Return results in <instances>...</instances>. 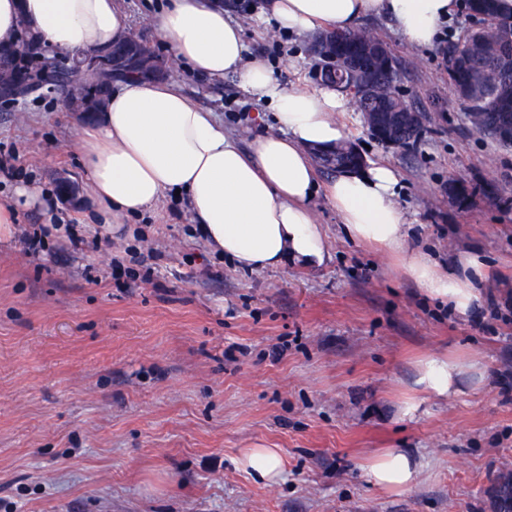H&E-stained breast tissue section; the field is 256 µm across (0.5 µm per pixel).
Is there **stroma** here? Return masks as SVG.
<instances>
[{"label": "stroma", "mask_w": 512, "mask_h": 512, "mask_svg": "<svg viewBox=\"0 0 512 512\" xmlns=\"http://www.w3.org/2000/svg\"><path fill=\"white\" fill-rule=\"evenodd\" d=\"M165 4L120 0L163 59L153 17ZM237 18L248 57L281 85L318 84L310 38L282 33L257 9ZM361 25L388 47L401 95L425 121L401 150L375 141L356 110L344 118L348 139L398 171L411 246L445 272L460 253L480 255L485 282L471 316L350 239L321 198L315 219L331 258L316 268L242 269L208 249L187 200L169 195L134 217L141 237L112 238L77 150L91 114L61 93L0 98V152L19 155L14 173H0V204L30 185L86 242L51 238L28 254L24 234L46 221L34 207L0 246V512H491L494 480L512 468V321L490 309L512 305V195L493 200L483 188L512 185V149L469 125L447 42L422 49L386 20ZM168 78L242 147L273 128L235 75L207 79L178 63ZM64 178L81 187L80 205L60 200ZM454 181L468 186L466 202L449 198ZM136 256L150 279L125 276ZM429 356L478 370L457 395L435 399L414 386ZM258 443L288 461L277 486L236 464ZM384 448L424 456L428 477L405 494L380 492L362 466Z\"/></svg>", "instance_id": "35a3bbf8"}]
</instances>
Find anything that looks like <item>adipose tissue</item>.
<instances>
[{"mask_svg": "<svg viewBox=\"0 0 512 512\" xmlns=\"http://www.w3.org/2000/svg\"><path fill=\"white\" fill-rule=\"evenodd\" d=\"M460 8L459 0H265L262 11L279 29L301 37L325 29L349 31L365 17L384 18L410 44L425 48ZM24 25L45 45L72 53L107 49L130 33L119 0H0V43L8 44ZM156 28L172 58L197 74L236 75L253 98L273 107L277 130L243 151L212 113L172 82L125 78L121 92L109 95L104 111L79 136L107 233L127 234L130 218L178 191L210 250L240 267L319 266L329 257L327 236L312 208L321 195L350 238L399 260L425 293L457 314L471 313L484 276L482 261L465 253L456 271L444 273L426 252L409 248L394 167L371 162L319 181L314 152L347 138L346 93L331 84L282 87L263 61L247 59L243 28L220 0H168ZM473 369L457 359L428 357L418 364L415 385L445 399L459 393ZM236 463L265 486L278 485L287 469L281 449L261 444L241 449ZM363 469L373 486L389 493L416 488L428 471L423 457L406 448L383 449Z\"/></svg>", "mask_w": 512, "mask_h": 512, "instance_id": "ef3b65f1", "label": "adipose tissue"}]
</instances>
